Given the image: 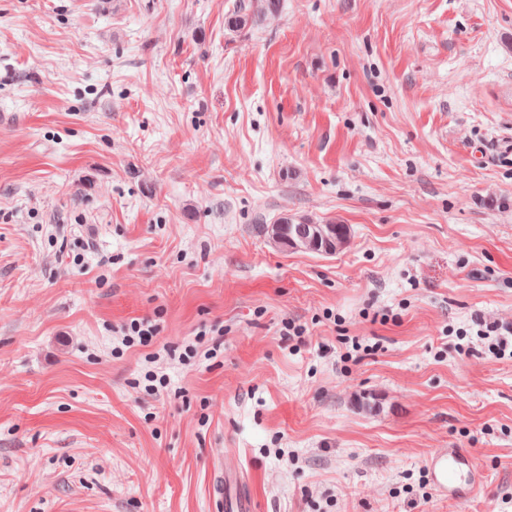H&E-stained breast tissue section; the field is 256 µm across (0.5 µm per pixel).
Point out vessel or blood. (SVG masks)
Listing matches in <instances>:
<instances>
[{
    "label": "vessel or blood",
    "instance_id": "obj_1",
    "mask_svg": "<svg viewBox=\"0 0 512 512\" xmlns=\"http://www.w3.org/2000/svg\"><path fill=\"white\" fill-rule=\"evenodd\" d=\"M429 469L438 493L455 503L469 497L483 482V474L473 457L460 448L432 457Z\"/></svg>",
    "mask_w": 512,
    "mask_h": 512
}]
</instances>
